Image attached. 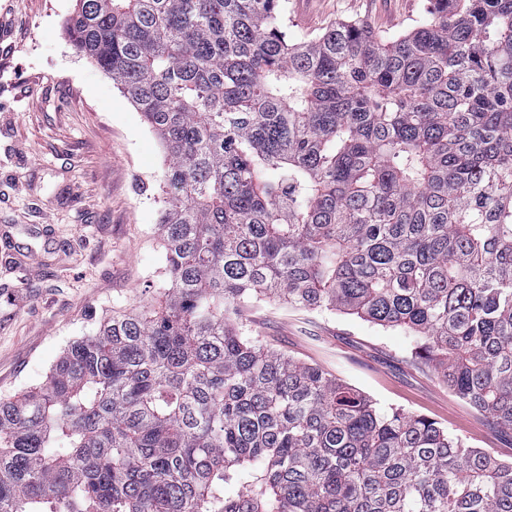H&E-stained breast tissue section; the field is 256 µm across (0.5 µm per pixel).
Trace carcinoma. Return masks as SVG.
Returning <instances> with one entry per match:
<instances>
[{"mask_svg": "<svg viewBox=\"0 0 512 512\" xmlns=\"http://www.w3.org/2000/svg\"><path fill=\"white\" fill-rule=\"evenodd\" d=\"M287 28V0H76L66 36L165 149L163 298L0 397V512H512V462L242 319L400 329L512 427V0Z\"/></svg>", "mask_w": 512, "mask_h": 512, "instance_id": "carcinoma-1", "label": "carcinoma"}]
</instances>
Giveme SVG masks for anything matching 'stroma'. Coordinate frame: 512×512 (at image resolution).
Instances as JSON below:
<instances>
[{
	"label": "stroma",
	"instance_id": "stroma-1",
	"mask_svg": "<svg viewBox=\"0 0 512 512\" xmlns=\"http://www.w3.org/2000/svg\"><path fill=\"white\" fill-rule=\"evenodd\" d=\"M426 0H288V34L359 20L394 36ZM75 0H0V397L42 381L112 309L152 300L164 150L111 78L64 33ZM252 336L391 411L427 417L512 461L494 424L413 362L411 340L356 316L257 305Z\"/></svg>",
	"mask_w": 512,
	"mask_h": 512
}]
</instances>
